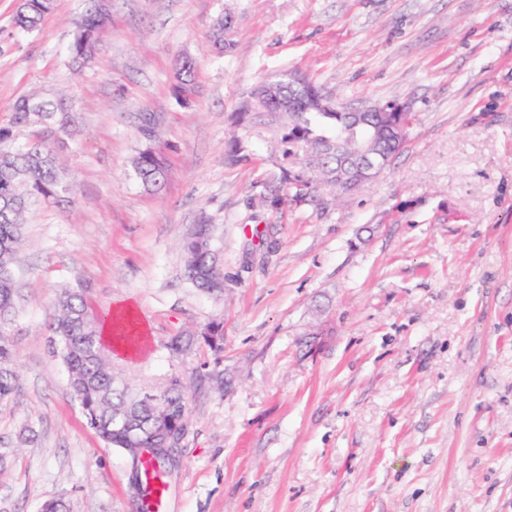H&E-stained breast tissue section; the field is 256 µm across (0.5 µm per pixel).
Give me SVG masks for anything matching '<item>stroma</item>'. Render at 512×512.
<instances>
[{"label":"stroma","instance_id":"35a3bbf8","mask_svg":"<svg viewBox=\"0 0 512 512\" xmlns=\"http://www.w3.org/2000/svg\"><path fill=\"white\" fill-rule=\"evenodd\" d=\"M18 4L0 0V127L18 98L67 91L74 192L28 214L0 512L142 505L130 456L86 426L49 349L64 288L100 317L134 305L150 350L116 362L133 391L224 380L186 395L170 512H512V0H110L80 75L68 55L87 0H58L29 34ZM185 56L187 103L172 89ZM289 71L412 117L390 165L338 205L272 203L275 125L240 103ZM147 146L166 161L158 188L133 171ZM203 216L218 294L184 275ZM216 319L219 348L168 350Z\"/></svg>","mask_w":512,"mask_h":512}]
</instances>
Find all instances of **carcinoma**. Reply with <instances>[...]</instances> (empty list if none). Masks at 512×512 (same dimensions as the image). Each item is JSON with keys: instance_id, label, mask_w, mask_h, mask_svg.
I'll return each mask as SVG.
<instances>
[{"instance_id": "1", "label": "carcinoma", "mask_w": 512, "mask_h": 512, "mask_svg": "<svg viewBox=\"0 0 512 512\" xmlns=\"http://www.w3.org/2000/svg\"><path fill=\"white\" fill-rule=\"evenodd\" d=\"M92 7L81 19L82 34L69 49L70 64L75 70L87 67L94 57L107 5L92 0ZM57 7V0H25L14 17L23 32L38 28L43 18ZM195 63L178 62L180 86L175 92H191ZM299 87L283 95L288 108L280 113L281 128L272 149L282 163L284 181L306 182L295 190V198L304 199L320 189L342 198L362 179L361 151L367 147L371 132L382 131L378 148L392 157L400 144L390 128L389 112H366L356 118L350 112H321L313 107L319 90L303 76L296 75ZM270 101L255 88L242 102L241 110L255 113L267 108ZM15 124L34 128L25 143L15 141L13 131L0 128V401L12 399L19 391V376L11 348V327L19 298L15 270L23 244L26 217L36 201L61 202L73 193V186L59 164L57 152L65 145L64 136L74 123L69 100L63 96L45 97L34 93L20 98L15 106ZM136 177L146 187H158L164 180L165 164L152 147L138 151L133 160ZM217 250L214 227L208 223L194 225L183 243L184 267L188 280L199 289L217 291L224 279H215ZM110 323L112 343L102 340L101 328ZM53 353L67 373L73 395L85 423L108 447L120 448L134 456L135 448L173 447L158 439L157 429L168 416L187 417L185 394L195 384L193 375H174L154 395L145 400L134 394L114 370L113 356L120 355L116 345L133 351L148 347L136 316L113 314L96 320L89 312L83 294L63 289L53 304L51 324ZM204 336L212 346L222 338V322L215 320L201 330L170 339L168 348L178 353L189 348L194 337Z\"/></svg>"}]
</instances>
